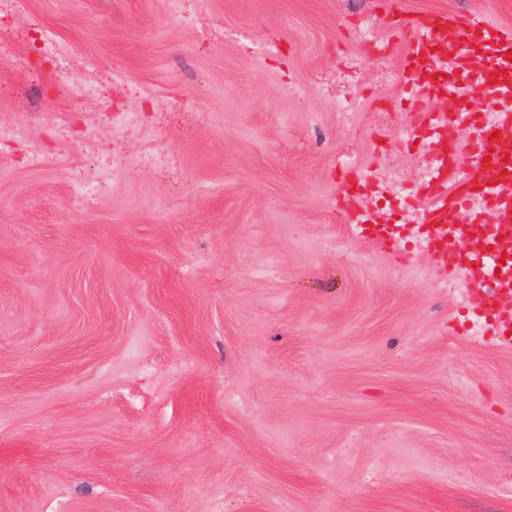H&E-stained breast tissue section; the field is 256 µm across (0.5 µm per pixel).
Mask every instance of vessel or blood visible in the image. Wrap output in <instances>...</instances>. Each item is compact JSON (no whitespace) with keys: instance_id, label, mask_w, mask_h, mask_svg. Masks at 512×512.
I'll list each match as a JSON object with an SVG mask.
<instances>
[{"instance_id":"b4317fda","label":"vessel or blood","mask_w":512,"mask_h":512,"mask_svg":"<svg viewBox=\"0 0 512 512\" xmlns=\"http://www.w3.org/2000/svg\"><path fill=\"white\" fill-rule=\"evenodd\" d=\"M388 25L407 33L403 72L414 103L441 96L452 97L453 89L436 84L438 47L456 35L460 49L452 59L457 80H475L486 92L482 110L468 113V123L477 135L472 141L459 136L456 108L426 111L417 115L408 134L420 139L431 129L441 130L438 145L443 152L444 174L425 187L429 199L418 223L381 224L373 213L347 215L356 236L393 246L414 236L423 241L437 265L447 271L470 268V287L480 289L479 311L485 334L497 345L512 346V37L483 19L467 13H438L407 19L387 14ZM498 115L501 135L491 138L483 129V112ZM481 195L485 217L461 222L473 195Z\"/></svg>"}]
</instances>
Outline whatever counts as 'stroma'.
I'll list each match as a JSON object with an SVG mask.
<instances>
[{
    "mask_svg": "<svg viewBox=\"0 0 512 512\" xmlns=\"http://www.w3.org/2000/svg\"><path fill=\"white\" fill-rule=\"evenodd\" d=\"M387 8L0 0V512H512V347L336 202L424 205Z\"/></svg>",
    "mask_w": 512,
    "mask_h": 512,
    "instance_id": "1",
    "label": "stroma"
}]
</instances>
